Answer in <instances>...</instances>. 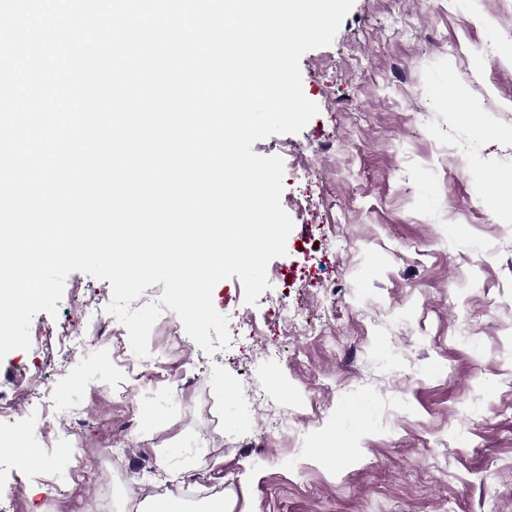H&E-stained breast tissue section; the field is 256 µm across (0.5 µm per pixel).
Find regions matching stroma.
Returning <instances> with one entry per match:
<instances>
[{
    "label": "stroma",
    "instance_id": "35a3bbf8",
    "mask_svg": "<svg viewBox=\"0 0 512 512\" xmlns=\"http://www.w3.org/2000/svg\"><path fill=\"white\" fill-rule=\"evenodd\" d=\"M300 67L318 114L252 146L284 161L294 228L267 271L287 290L248 305L239 278L218 282L231 342L211 354L161 313L128 403L110 283L72 272L30 349L0 360V397L33 387L38 364L54 405L0 419V512H47L52 489L68 508L102 496L71 477L69 423L95 448L124 434L121 512L185 486L193 512L218 496L230 512H512V138L495 135L512 129V0H354ZM444 81L462 83L474 121L436 95ZM284 304L330 332L294 346ZM68 325L86 338L70 353L55 340ZM270 343L283 357L263 358ZM288 408L298 433L267 434ZM45 433L53 447L20 464Z\"/></svg>",
    "mask_w": 512,
    "mask_h": 512
}]
</instances>
